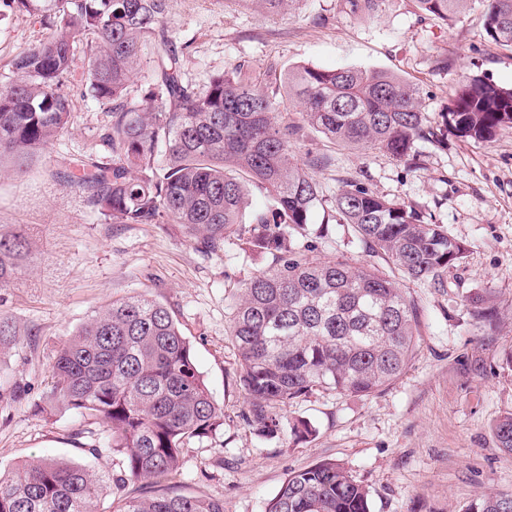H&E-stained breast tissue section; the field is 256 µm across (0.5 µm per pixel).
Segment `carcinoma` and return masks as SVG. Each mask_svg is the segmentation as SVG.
I'll list each match as a JSON object with an SVG mask.
<instances>
[{"label":"carcinoma","mask_w":512,"mask_h":512,"mask_svg":"<svg viewBox=\"0 0 512 512\" xmlns=\"http://www.w3.org/2000/svg\"><path fill=\"white\" fill-rule=\"evenodd\" d=\"M168 0H13L40 16L48 35L12 56L0 89V167L17 176L58 140L72 120L59 88L86 76L85 95L105 115L108 160L65 158L70 183L111 224H178L198 252L223 250L235 233L245 248L272 259L253 274L233 305L231 336L248 396L243 420L261 435L282 426L278 409L313 389L371 396L395 383L416 349L417 307L403 281L442 283L468 246L416 206L346 181L327 220L350 225L368 252L395 275L346 262H314L297 236L323 203L320 184L291 160L301 126L276 118L277 92L256 88L252 68L238 64L203 86L186 79L185 63L167 35ZM268 13L301 0H239ZM367 17L384 0H346ZM426 16L454 21L470 0H414ZM484 31L512 48V0H484ZM154 81L138 86L143 58ZM309 127L334 144L377 148L411 165L419 141L452 134L489 143L512 125V89L481 80L461 87L428 120L419 90L383 70L298 66L285 78ZM266 197L242 221L251 189ZM22 232L0 228V288L27 255ZM495 296L469 291L464 306L477 323L491 321ZM87 416L124 473L146 481L140 495L112 497L107 472L92 474L64 457H38L0 471V512H224V502L184 494L169 483L185 440L208 436L224 412L198 370L190 340L163 303L115 300L76 329L57 352L44 407ZM493 433L512 453V412ZM264 512H371L369 491L334 460L293 472ZM469 512H512V495H482Z\"/></svg>","instance_id":"cac0c4a2"}]
</instances>
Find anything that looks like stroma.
Returning a JSON list of instances; mask_svg holds the SVG:
<instances>
[{
	"instance_id": "35a3bbf8",
	"label": "stroma",
	"mask_w": 512,
	"mask_h": 512,
	"mask_svg": "<svg viewBox=\"0 0 512 512\" xmlns=\"http://www.w3.org/2000/svg\"><path fill=\"white\" fill-rule=\"evenodd\" d=\"M0 0V65L45 35L39 17ZM482 0L452 24L428 18L413 0H384L377 17L352 13L344 0H303L269 15L240 0H169L166 27L184 55L190 81L249 63L263 91H277L279 113L299 108L278 87L287 68L355 67L393 72L420 91L429 120L459 86L484 79L512 88V49L482 29ZM454 59L438 69L437 56ZM74 117L31 171L0 174V225L22 229L34 249L9 287L0 288V315L19 336L0 356V382L20 383L24 399L0 402V467L34 456L65 457L95 471H122L109 450L90 455L88 419L69 411L39 412L56 353L97 309L132 295L165 304L190 340L197 367L224 411L208 438L187 441L178 484L222 500L224 512H264L289 473L325 460L345 465L369 491L372 512H468L482 495L512 493V453L499 448L492 424L512 412V126L489 143L449 137L445 146L418 143L421 164L409 166L378 150L341 149L317 133L293 148L298 162L330 156L314 170L325 198L353 177L372 193L412 202L468 247L442 284L414 282L404 291L418 308L417 352L404 375L369 397L315 390L282 406L281 431L264 437L249 428L239 385V359L229 331L230 307L244 281L269 265L226 238L215 255L197 252L175 224H105L84 194L61 177V153H102L104 115L81 94L62 89ZM300 244L310 258L390 266L373 256L343 224L316 209ZM492 290V326L473 324L463 294ZM304 419L314 432L294 435Z\"/></svg>"
}]
</instances>
